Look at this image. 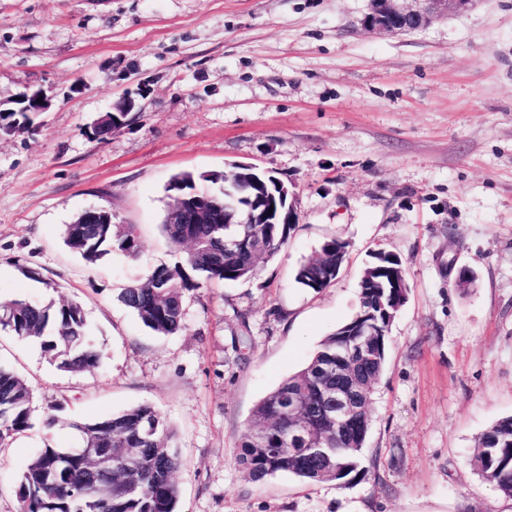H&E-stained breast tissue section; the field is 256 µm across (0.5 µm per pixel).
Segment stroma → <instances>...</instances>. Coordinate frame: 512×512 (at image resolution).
Returning <instances> with one entry per match:
<instances>
[{
	"instance_id": "stroma-1",
	"label": "stroma",
	"mask_w": 512,
	"mask_h": 512,
	"mask_svg": "<svg viewBox=\"0 0 512 512\" xmlns=\"http://www.w3.org/2000/svg\"><path fill=\"white\" fill-rule=\"evenodd\" d=\"M368 0H0V101L43 90L35 130L0 136V298L78 301L100 358L56 368L0 329V366L33 393V426L0 445V512L71 423L139 404L166 416L183 464L179 512H498L470 464L512 416V0H472L408 34L362 29ZM135 108L103 142L93 121ZM248 163L283 181L298 222L254 279L186 295L160 336L118 300L179 258L161 221L182 171ZM91 207L136 225L135 258L91 264L63 229ZM347 245L314 293L297 267ZM409 285L390 330L362 464L340 489L244 477L235 455L258 402L356 311L374 251ZM469 268V289L453 269Z\"/></svg>"
}]
</instances>
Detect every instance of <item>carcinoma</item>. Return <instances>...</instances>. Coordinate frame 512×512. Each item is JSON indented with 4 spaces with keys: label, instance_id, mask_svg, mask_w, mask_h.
Instances as JSON below:
<instances>
[{
    "label": "carcinoma",
    "instance_id": "carcinoma-1",
    "mask_svg": "<svg viewBox=\"0 0 512 512\" xmlns=\"http://www.w3.org/2000/svg\"><path fill=\"white\" fill-rule=\"evenodd\" d=\"M258 188L254 180L231 165L224 171L175 174L165 188L167 208L192 201L205 203L216 215L234 212L238 224H170L162 230L182 261L159 266L125 288L119 301L159 335L186 328L185 295L200 287L189 272L205 281L237 282L255 277L261 263L288 242L291 224H249L246 198ZM246 239L239 252L224 251V237ZM64 242L85 261L96 263L114 252L137 256L140 241L132 224H84L81 218L65 226ZM346 244L331 238L316 255L301 264L295 281L319 292L336 278L345 261ZM397 265L388 254L367 264L359 285L354 315L326 336L299 372L282 381L255 406L237 448L236 462L249 480L262 482L278 474L306 484L333 483L346 488L367 476L362 451L371 426L369 407L385 371L389 329L404 305L408 289L390 287L386 269ZM0 327L21 338H33L57 368L79 372L98 360L91 347L81 305L75 301L47 304L0 299ZM368 327L367 356L350 349L353 334ZM362 386L364 400L352 424L337 433L323 399L336 390L339 358ZM305 412L293 419L289 400ZM32 427V393L26 381L0 367V443ZM75 445L116 453L133 451L138 465L115 469L107 481L112 494L94 492L98 482L91 462L66 449L47 445L34 454L18 480L20 512H177L179 487L174 475L181 466L172 448L173 431L151 405L141 404L92 422L74 425ZM472 463L481 477L505 498H512V416L497 420L478 438Z\"/></svg>",
    "mask_w": 512,
    "mask_h": 512
}]
</instances>
